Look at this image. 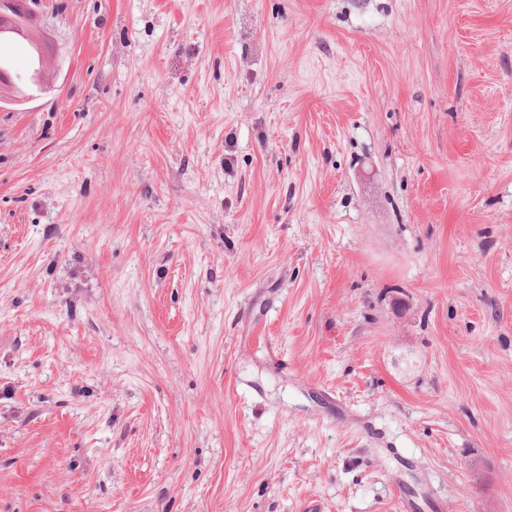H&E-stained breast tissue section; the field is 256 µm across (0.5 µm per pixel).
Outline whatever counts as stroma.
Here are the masks:
<instances>
[{"mask_svg": "<svg viewBox=\"0 0 512 512\" xmlns=\"http://www.w3.org/2000/svg\"><path fill=\"white\" fill-rule=\"evenodd\" d=\"M33 9L0 512H512V0Z\"/></svg>", "mask_w": 512, "mask_h": 512, "instance_id": "obj_1", "label": "stroma"}]
</instances>
